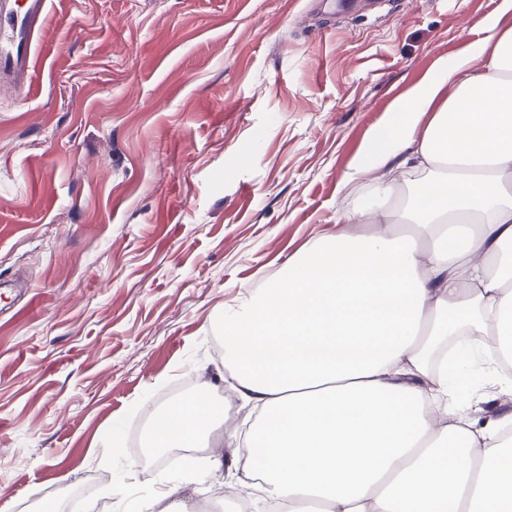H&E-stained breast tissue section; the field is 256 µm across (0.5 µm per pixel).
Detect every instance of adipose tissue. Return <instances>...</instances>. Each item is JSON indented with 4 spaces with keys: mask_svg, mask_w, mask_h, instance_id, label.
<instances>
[{
    "mask_svg": "<svg viewBox=\"0 0 512 512\" xmlns=\"http://www.w3.org/2000/svg\"><path fill=\"white\" fill-rule=\"evenodd\" d=\"M477 27L393 102L344 225L224 310L257 414L239 459L278 512H512V413L477 424L451 386L475 357L512 364V28ZM224 422L203 382L152 442Z\"/></svg>",
    "mask_w": 512,
    "mask_h": 512,
    "instance_id": "ef3b65f1",
    "label": "adipose tissue"
}]
</instances>
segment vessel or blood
<instances>
[{"instance_id": "vessel-or-blood-1", "label": "vessel or blood", "mask_w": 512, "mask_h": 512, "mask_svg": "<svg viewBox=\"0 0 512 512\" xmlns=\"http://www.w3.org/2000/svg\"><path fill=\"white\" fill-rule=\"evenodd\" d=\"M50 0H0V87L31 88Z\"/></svg>"}]
</instances>
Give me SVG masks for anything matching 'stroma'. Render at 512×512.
<instances>
[{"instance_id": "35a3bbf8", "label": "stroma", "mask_w": 512, "mask_h": 512, "mask_svg": "<svg viewBox=\"0 0 512 512\" xmlns=\"http://www.w3.org/2000/svg\"><path fill=\"white\" fill-rule=\"evenodd\" d=\"M499 0H51L35 88L0 95V507L143 512L232 487L216 436L139 478L181 380L233 399L219 324L334 232L392 102ZM220 467H213V460ZM107 469L110 481L86 484Z\"/></svg>"}]
</instances>
